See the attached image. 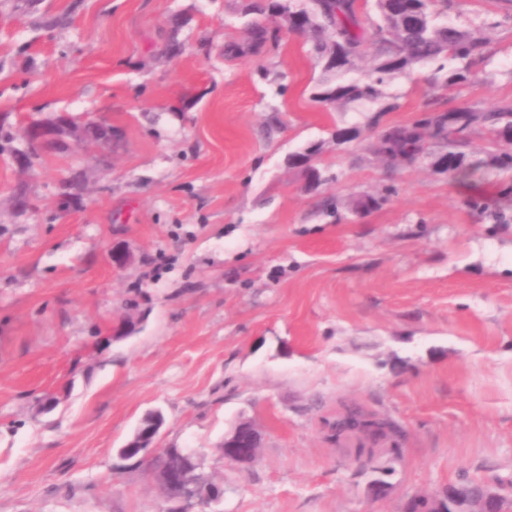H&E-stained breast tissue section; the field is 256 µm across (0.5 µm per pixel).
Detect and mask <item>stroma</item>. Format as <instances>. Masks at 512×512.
<instances>
[{"label":"stroma","instance_id":"obj_1","mask_svg":"<svg viewBox=\"0 0 512 512\" xmlns=\"http://www.w3.org/2000/svg\"><path fill=\"white\" fill-rule=\"evenodd\" d=\"M251 2L0 0V512H166L118 455L149 412L223 487L205 512H402L464 476L512 500V173L489 166L512 145L474 135L470 178L434 154L390 172L367 126L512 105V0L448 11L491 27L476 82L419 64L342 108L313 99L298 33L228 52ZM62 113L118 136L18 166L26 125ZM352 406L400 426L399 457L330 439ZM243 418L245 469L220 450ZM246 431L249 435L250 442L254 445L252 448H256L254 452L251 455H238L232 451V448H236L234 445L236 443V438L240 431ZM262 440V435L260 431L251 423L248 421L240 423L230 434L224 437V447L222 449V454L224 457V460L240 465V466H250L252 465L258 455L257 448L260 447V443Z\"/></svg>","mask_w":512,"mask_h":512}]
</instances>
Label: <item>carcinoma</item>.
<instances>
[{
	"label": "carcinoma",
	"instance_id": "1",
	"mask_svg": "<svg viewBox=\"0 0 512 512\" xmlns=\"http://www.w3.org/2000/svg\"><path fill=\"white\" fill-rule=\"evenodd\" d=\"M447 0H408L407 21L387 10L384 0H313L307 9L297 0H263L252 5L258 14L286 17L297 14L305 18L303 34L312 38L318 58L324 62L328 75L344 74L354 69L363 47L377 49V63L363 76L336 84L327 79L314 99L321 103L346 106L356 101L375 102L382 97V87L396 74L426 62L460 61L464 67L453 70L444 87L453 89L460 82L471 80L470 68L488 51L490 38L480 29L462 30L458 25L441 20L443 11L437 2ZM373 6L379 21L368 17L367 7ZM247 41L232 44L229 50L256 51L269 42L279 40L277 31L257 21L246 25ZM484 129L491 144L501 139L512 141V107H499L482 112L473 107L448 111L428 110L413 121L390 126L379 132L373 152L386 162L399 165L420 157L429 145L437 147L451 159V176L468 173L474 166L467 163V147L475 127ZM491 166L503 173L512 172V151L492 154ZM334 426L340 439L355 431L372 438V442L390 440L399 433L394 422L361 407L348 408L336 414ZM482 481L462 478L455 482L467 508H472Z\"/></svg>",
	"mask_w": 512,
	"mask_h": 512
}]
</instances>
